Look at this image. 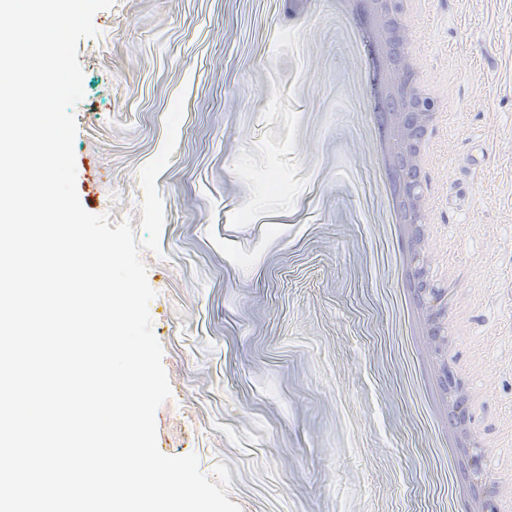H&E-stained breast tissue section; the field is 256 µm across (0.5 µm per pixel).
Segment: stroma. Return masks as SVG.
I'll return each mask as SVG.
<instances>
[{
    "instance_id": "obj_1",
    "label": "stroma",
    "mask_w": 512,
    "mask_h": 512,
    "mask_svg": "<svg viewBox=\"0 0 512 512\" xmlns=\"http://www.w3.org/2000/svg\"><path fill=\"white\" fill-rule=\"evenodd\" d=\"M93 22L76 189L145 259L172 389L159 450L210 478L225 464L241 512H468L405 334L363 15L116 0ZM416 38L446 100L426 259L456 281L495 479L512 473V0H422Z\"/></svg>"
}]
</instances>
